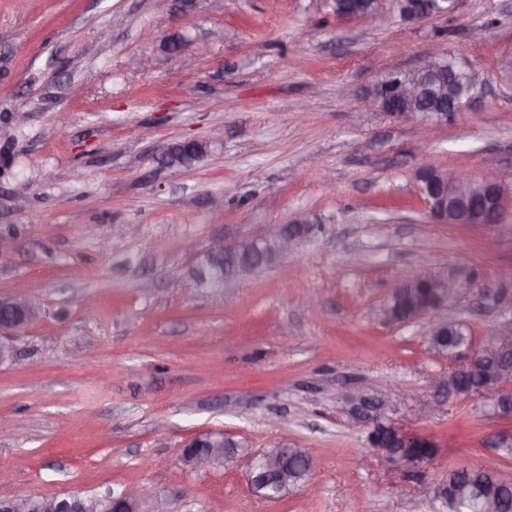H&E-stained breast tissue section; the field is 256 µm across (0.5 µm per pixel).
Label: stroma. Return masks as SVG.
I'll return each instance as SVG.
<instances>
[{"instance_id":"obj_1","label":"stroma","mask_w":512,"mask_h":512,"mask_svg":"<svg viewBox=\"0 0 512 512\" xmlns=\"http://www.w3.org/2000/svg\"><path fill=\"white\" fill-rule=\"evenodd\" d=\"M333 2L0 0V236L16 242L0 293L25 282L40 308L5 339L0 497L135 486L137 512H437L449 470L505 469L491 442L512 419L433 387L448 365L427 322L372 310L408 279L466 277L442 318L512 335V236L434 223L415 178L431 164L512 184V0L420 22L382 0V29ZM432 53L469 70L472 100L382 111L374 84ZM187 140L202 154L168 166ZM298 212L315 232L297 254L230 292L192 285L185 241L203 252ZM361 387L436 456L369 448L345 402ZM210 432L234 454L184 467ZM278 443L311 454L309 483L267 500L248 463Z\"/></svg>"}]
</instances>
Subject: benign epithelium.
Returning a JSON list of instances; mask_svg holds the SVG:
<instances>
[{"label": "benign epithelium", "instance_id": "7a95c632", "mask_svg": "<svg viewBox=\"0 0 512 512\" xmlns=\"http://www.w3.org/2000/svg\"><path fill=\"white\" fill-rule=\"evenodd\" d=\"M439 0H420L410 11H403L406 18L425 21L438 16L448 15V9L437 6ZM416 80L411 81L401 69L390 70L376 83L377 94L387 100L391 111L399 116L415 119L420 112L407 108V103L416 98L418 87H427L443 112L460 110L459 100L445 93L450 80L444 78L446 73L442 56L431 55L417 68L411 70ZM418 176L431 177L433 187L420 189L430 217L438 224H454L460 228H474L495 225L500 230L512 233V224L504 223L507 203L512 200V187L491 176L474 175L467 172L445 171L425 167ZM313 225L304 215L297 214L286 224L273 225L268 234L275 236L280 243L281 252L293 253L298 250L311 234ZM432 292L416 308L414 314L405 320L391 316L379 306L373 316L387 326L407 325L448 306V300H456L471 288L470 281L463 278H450L438 274L431 278ZM494 345L477 346L462 350L456 359L448 362V372L440 373L434 378V385L445 387L448 377L455 375L478 374L482 381L473 386L467 397L494 393L492 399L495 413L501 414L512 409V363L504 356V351L512 348V336L494 337ZM351 413L369 427V442L383 439L391 444L395 451L389 452L381 446L376 449L389 460L399 464H413L425 460V456L411 452L426 442L438 447L437 442L426 435L415 433L403 425L383 415L387 400L363 390L347 398ZM185 451L194 456H182L186 466L200 468L212 462L219 453L229 455L232 449L226 447L224 435L207 433L194 439ZM294 455V449L277 444L274 448L261 454L264 462L260 471L250 470L251 484L262 497L276 500L282 494L283 486L288 482V459ZM466 496H478L483 501L485 512H499L500 501L494 496L480 492L477 488L465 486ZM112 500L114 512H136L139 492L134 488L125 489L120 495L108 494ZM32 504L25 498L0 497V512H31Z\"/></svg>", "mask_w": 512, "mask_h": 512}]
</instances>
